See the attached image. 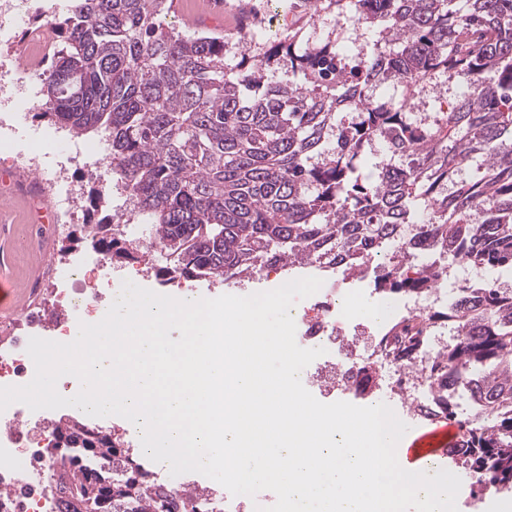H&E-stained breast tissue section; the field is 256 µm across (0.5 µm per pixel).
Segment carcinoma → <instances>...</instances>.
I'll return each mask as SVG.
<instances>
[{
	"instance_id": "carcinoma-1",
	"label": "carcinoma",
	"mask_w": 512,
	"mask_h": 512,
	"mask_svg": "<svg viewBox=\"0 0 512 512\" xmlns=\"http://www.w3.org/2000/svg\"><path fill=\"white\" fill-rule=\"evenodd\" d=\"M358 19L387 32L371 62L346 71L331 46L263 57L251 72L224 64V38L163 24L173 0H69L57 18L62 48L42 81L41 117L76 137L102 134L112 176L150 224L169 265L158 275L242 281L262 268L314 263L362 273L375 290L408 293L426 282L390 261L401 224L410 248L475 267L512 266V0H354ZM289 63L307 84L272 83L266 70ZM446 73L464 80L455 99L420 129L394 104L374 101L375 81L395 80L403 99ZM358 121L336 128L349 105ZM374 139L389 158L360 175ZM480 159V175L455 177ZM104 258L138 260V247L107 224H86ZM472 306L448 311L438 364L449 382L445 418L465 428L455 461L478 489L512 488V289L481 281ZM404 342L428 340L425 320ZM473 407L461 410L460 398ZM55 432L74 448L110 457L120 438L68 422ZM54 483L82 492L76 512H172L142 486L72 463Z\"/></svg>"
}]
</instances>
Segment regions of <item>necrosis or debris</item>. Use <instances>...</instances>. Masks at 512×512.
Wrapping results in <instances>:
<instances>
[{
  "instance_id": "necrosis-or-debris-1",
  "label": "necrosis or debris",
  "mask_w": 512,
  "mask_h": 512,
  "mask_svg": "<svg viewBox=\"0 0 512 512\" xmlns=\"http://www.w3.org/2000/svg\"><path fill=\"white\" fill-rule=\"evenodd\" d=\"M60 9L58 0H39L35 9L28 0H0V95L14 89L38 92L43 79L40 60L50 49V35ZM79 162L76 151L65 165L49 164L41 154L23 159L24 166L43 183L59 190L53 212V229L58 233L63 230L62 219L74 222L84 212L82 187L70 172ZM84 268L83 258L77 257L53 270V279L61 283L56 291L57 306L76 313L94 305L95 295L72 286ZM356 300L355 293L340 288L330 278L307 298L302 310L293 311L298 345L327 351L314 370L302 371V382L328 395L356 396L370 406L385 403L403 421L424 422L440 415L442 405L431 366L448 341L447 289L437 285L413 294L383 295L381 304L392 316L381 342L370 340L368 325L350 319L348 308ZM421 317L429 324L427 344L405 348L403 327ZM28 342V337L15 336L8 346L0 348V386H22L32 380L35 366L27 352ZM30 415L44 420L49 412H33L21 403L0 411V512H66L65 500L49 490V464L56 452L53 430L45 428L40 439H33L29 429L19 425L22 417ZM138 465L148 473L152 493L192 487L200 498L222 501L224 512H245L243 502L225 500L223 489L202 474L174 477L168 467H155L144 456Z\"/></svg>"
}]
</instances>
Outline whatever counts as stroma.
<instances>
[{
  "label": "stroma",
  "mask_w": 512,
  "mask_h": 512,
  "mask_svg": "<svg viewBox=\"0 0 512 512\" xmlns=\"http://www.w3.org/2000/svg\"><path fill=\"white\" fill-rule=\"evenodd\" d=\"M207 16V29L221 34L228 45L225 61L229 66L248 68L254 55L272 52L283 42L288 31L299 32L309 44H331L343 52L351 66L360 65L379 38L380 26L360 22L352 0L343 8L325 9L310 14L305 0H176V9L164 20L166 26L188 32L197 28L199 16ZM14 115V130L10 138L0 139V204L6 214L0 219V279L10 280L19 288L25 310L14 321L0 322V337L14 329L15 321L27 319V308L33 300L30 283L61 261L63 242L46 237L43 216L49 203L35 199L34 174L21 170L23 156L39 153L51 162L66 158L69 145L57 143L56 127L41 118L37 109L21 99L8 106ZM74 253L87 261L86 274L79 285L86 292L108 294L109 283L119 277L161 295L178 297L191 290L219 297L236 292L234 282L210 287L205 280H183L174 285H162L158 279H143L138 262L114 264L94 251L89 243H73ZM448 471L461 476L463 482L457 496L458 512H512V490L474 492L470 480L462 476V468L447 462Z\"/></svg>",
  "instance_id": "1"
}]
</instances>
